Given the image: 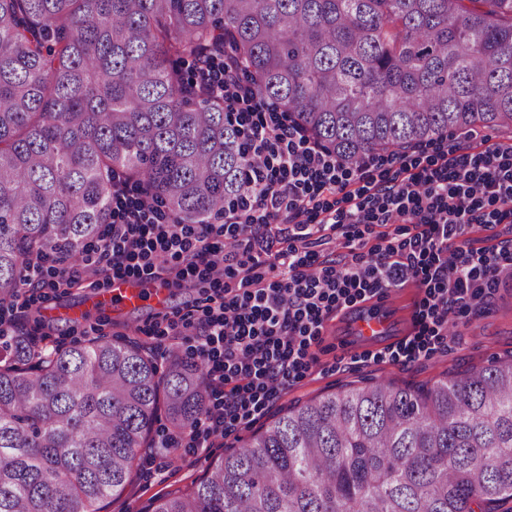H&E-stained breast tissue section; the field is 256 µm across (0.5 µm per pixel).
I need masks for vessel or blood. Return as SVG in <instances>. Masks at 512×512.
I'll return each mask as SVG.
<instances>
[{
  "mask_svg": "<svg viewBox=\"0 0 512 512\" xmlns=\"http://www.w3.org/2000/svg\"><path fill=\"white\" fill-rule=\"evenodd\" d=\"M167 294L166 288H143L141 282L134 278L113 279L109 288L89 298L87 304L79 306L50 305L45 309L49 319L66 322H78L85 318L88 308H105L111 305L136 307L146 301L163 303Z\"/></svg>",
  "mask_w": 512,
  "mask_h": 512,
  "instance_id": "vessel-or-blood-1",
  "label": "vessel or blood"
}]
</instances>
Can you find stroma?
<instances>
[{"mask_svg": "<svg viewBox=\"0 0 512 512\" xmlns=\"http://www.w3.org/2000/svg\"><path fill=\"white\" fill-rule=\"evenodd\" d=\"M417 231V225L398 216L387 224L355 225L347 235L322 227L310 239L309 249L315 261L309 271L318 276L324 268L340 263L365 266L371 250L398 243ZM288 245L279 225H270L263 241L255 247L259 259L251 265L250 277L262 285L272 281L274 256ZM425 296V286L411 277L399 286L383 289L368 300L337 311L326 320L321 339L313 348L316 360L302 379L280 388L250 423L228 428L223 436L211 438L208 447L143 450L140 472L104 512H148L156 495L200 480L211 462L247 446L255 433L288 407L371 380H391L400 386L431 383L474 365L489 364L512 351V273H508L471 307L452 313L454 327L443 342L416 360L393 359V351L417 333L418 314ZM203 306L202 294L191 288L174 287L166 309L147 304L135 309L116 307L95 312L78 324H56L53 332L40 337L39 344L50 348L83 339L87 334H104L126 336L161 352L175 348L183 354L186 346H175L162 330L173 314L196 317ZM363 313L386 317L389 334L370 342L351 337L349 319Z\"/></svg>", "mask_w": 512, "mask_h": 512, "instance_id": "obj_1", "label": "stroma"}]
</instances>
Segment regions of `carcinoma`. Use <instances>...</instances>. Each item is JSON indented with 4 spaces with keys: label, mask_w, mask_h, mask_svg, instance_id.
Segmentation results:
<instances>
[{
    "label": "carcinoma",
    "mask_w": 512,
    "mask_h": 512,
    "mask_svg": "<svg viewBox=\"0 0 512 512\" xmlns=\"http://www.w3.org/2000/svg\"><path fill=\"white\" fill-rule=\"evenodd\" d=\"M227 64L356 164L447 132L512 130V0H0V305L49 255L90 258L116 177L180 224L248 178ZM207 366L130 338L42 350L0 329V512H103ZM512 502V358L431 386L367 383L288 409L152 512H492Z\"/></svg>",
    "instance_id": "obj_1"
}]
</instances>
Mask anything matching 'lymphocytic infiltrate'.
<instances>
[{
  "label": "lymphocytic infiltrate",
  "instance_id": "lymphocytic-infiltrate-1",
  "mask_svg": "<svg viewBox=\"0 0 512 512\" xmlns=\"http://www.w3.org/2000/svg\"><path fill=\"white\" fill-rule=\"evenodd\" d=\"M216 89L251 157L250 179L238 201L225 208L223 224L167 221L147 196L129 198L118 179L112 221L96 248L116 277L153 274L154 256L165 254L173 261L175 285H189L198 276L214 286L201 318L168 324L171 336L208 366L207 408L186 433L191 448L203 447L226 427L248 423L280 387L300 378L314 360L312 346L325 321L341 307L407 277L420 279L427 291L419 330L400 349L410 361L430 338L447 332L449 311L467 308L512 271V240L489 252L464 237L469 224L512 222V149L491 145L470 155L466 132L417 172L403 165L400 178L374 181L367 177L374 156L354 165L327 151L302 128L267 114L232 70H225ZM327 190L344 192L346 208L327 211L321 200ZM323 213L336 228L386 224L400 216L413 219L419 230L399 244L372 250L364 267H330L314 276L307 272L314 258L307 228ZM272 224L289 227V246L278 254L287 277L257 288L244 278L240 291H231L216 235L237 238L246 265L254 260V241Z\"/></svg>",
  "mask_w": 512,
  "mask_h": 512
}]
</instances>
